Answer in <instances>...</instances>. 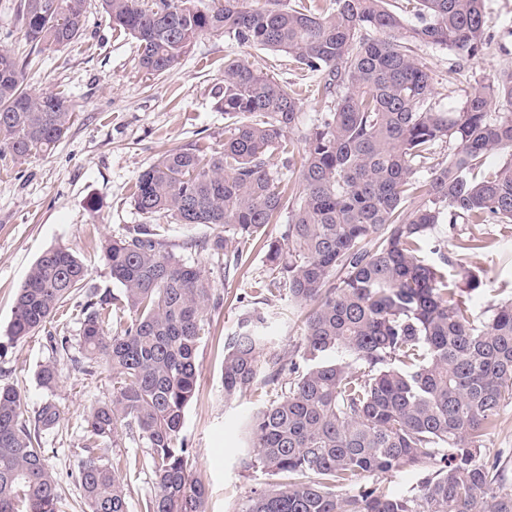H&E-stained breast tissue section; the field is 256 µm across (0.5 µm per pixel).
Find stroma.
Listing matches in <instances>:
<instances>
[{"instance_id":"35a3bbf8","label":"stroma","mask_w":512,"mask_h":512,"mask_svg":"<svg viewBox=\"0 0 512 512\" xmlns=\"http://www.w3.org/2000/svg\"><path fill=\"white\" fill-rule=\"evenodd\" d=\"M86 7L87 22L78 40L36 49L24 35L20 0H0V49L27 61V91L59 94L75 112L67 134L51 152L24 161L0 156V384L18 390L26 411L48 400L61 411L59 430L48 445L59 482L58 512L78 510L81 492L68 471L81 446L83 413L110 396L112 373L100 366L88 375L62 364L54 389L39 385L36 372L51 357L49 335L79 334L71 306L45 330L6 343L15 296L33 262L49 249H68L88 265L89 287L120 294V285L100 259L101 245L145 223L131 195L138 176L162 152L195 145L209 154L222 150L228 121L218 108V94L224 87L225 60L239 59L293 84L303 99L305 126L328 111L313 94L318 75L301 69L287 54L243 46L226 34L199 36L174 68L149 75L136 40L112 25L99 0H87ZM485 15L491 42L478 57L434 45L417 50L442 109H456L464 97L462 82L449 83V70L459 69L473 79L512 70V0H485ZM156 221L165 227L169 250L197 266L220 297L219 307L207 312L209 333L197 352V393L186 409L184 433L192 476L206 488V512H237L253 489L269 481L262 470L241 464L247 446L243 424L261 408L264 397L257 392L225 398L224 346L239 319L258 306L267 318L268 351L291 356L301 343L303 313L287 295L261 303L253 296L254 282L269 274L262 240L246 247L241 263L228 271L203 247L206 226L185 225L169 214ZM462 230L482 240L483 250H459L444 228L435 236L452 261L449 285L459 284L462 269H482L483 289L473 296L479 317L488 305L512 299V224H466Z\"/></svg>"}]
</instances>
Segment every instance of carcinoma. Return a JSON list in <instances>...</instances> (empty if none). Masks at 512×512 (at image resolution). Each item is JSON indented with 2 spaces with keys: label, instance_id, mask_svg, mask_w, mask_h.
I'll return each mask as SVG.
<instances>
[{
  "label": "carcinoma",
  "instance_id": "cac0c4a2",
  "mask_svg": "<svg viewBox=\"0 0 512 512\" xmlns=\"http://www.w3.org/2000/svg\"><path fill=\"white\" fill-rule=\"evenodd\" d=\"M112 24L138 43L141 66L162 75L206 33L284 52L320 77L333 111L301 135L302 98L248 65H224L220 108L232 123L224 149L166 151L137 178L134 208L210 229L207 248L224 271L261 230L288 212L280 238L265 240L270 275L258 295L284 291L310 306L300 360L263 354L264 313L238 321L224 352V396L269 387L275 398L247 425L248 469L274 478L239 512H512V470L482 455L484 437L512 399V301L480 321L470 301L483 286L467 269L445 288L449 257L433 232L448 225L457 247L481 240L461 224H512V71L469 84L444 112L420 44L469 58L489 44L485 0H408L409 23L390 0H333L327 14L286 0H100ZM34 46L68 45L85 27L86 0H23ZM24 64L0 49V152L17 160L50 151L72 124L63 97L23 88ZM300 174L284 189L269 171L276 150ZM448 150V161L435 157ZM505 159L489 168L492 153ZM161 224H139L105 241L102 259L119 295L86 287L88 268L54 248L30 268L12 308L8 342L35 335L75 297L77 341L50 337L52 354L91 373L112 371V394L83 417L70 477L83 512H128L124 473L149 470L144 512H204L184 435L196 393L197 350L213 285L167 250ZM348 354L354 368L336 356ZM47 389L55 362L38 369ZM60 422L47 402L31 414L0 385V512H56L58 481L46 436ZM142 444L129 460L118 427ZM411 469L416 486L396 493L360 480Z\"/></svg>",
  "mask_w": 512,
  "mask_h": 512
}]
</instances>
